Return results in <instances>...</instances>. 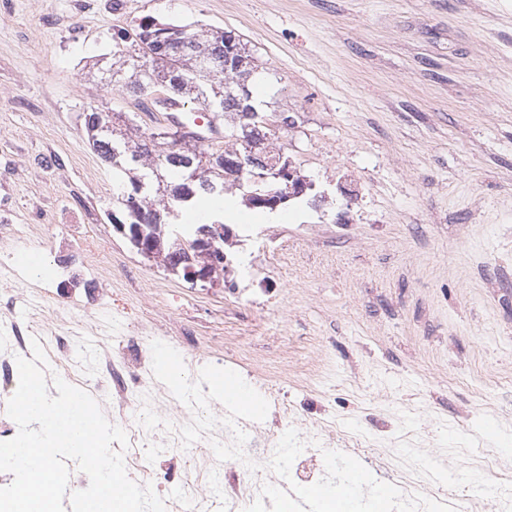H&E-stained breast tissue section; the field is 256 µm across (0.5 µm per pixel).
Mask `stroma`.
<instances>
[{
    "instance_id": "obj_1",
    "label": "stroma",
    "mask_w": 512,
    "mask_h": 512,
    "mask_svg": "<svg viewBox=\"0 0 512 512\" xmlns=\"http://www.w3.org/2000/svg\"><path fill=\"white\" fill-rule=\"evenodd\" d=\"M0 0V235L21 224L68 269L50 304L83 301L71 367L95 382L84 347L116 349L137 324L185 360L245 350L260 364L295 344L319 387L283 382L292 403L328 398L324 419L364 432L369 408L420 434L437 461L474 470L481 448H512V0ZM233 32L248 82L322 201L299 223L237 206L219 288L151 264L112 223L118 180L88 143L84 115L126 112L125 87L91 73L112 34L144 17ZM374 211L334 220L331 172ZM286 244L280 279L240 280V255ZM95 259L104 279L89 286Z\"/></svg>"
}]
</instances>
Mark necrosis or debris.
I'll return each instance as SVG.
<instances>
[{
  "instance_id": "4bbe7bcc",
  "label": "necrosis or debris",
  "mask_w": 512,
  "mask_h": 512,
  "mask_svg": "<svg viewBox=\"0 0 512 512\" xmlns=\"http://www.w3.org/2000/svg\"><path fill=\"white\" fill-rule=\"evenodd\" d=\"M80 300L66 308H46L20 313L15 296L0 299V440L14 437L18 426L7 414L19 374L17 358L30 357L28 340L47 335V354L54 375H71L67 356L72 329L57 321L61 311L80 312ZM151 349L146 338L132 332L121 360L109 354L98 357L112 382L108 398L99 405L113 424L125 427L128 446L123 452L129 477L138 484L157 483L158 455L182 459L179 490L172 495V512H236L243 500L270 504L274 489H282L292 507L303 506L302 491L311 486L342 487L347 480L348 458L361 460L371 474L358 497L365 502L382 499L385 512H455L453 495L437 493L426 473L416 464H402V451L420 448L416 435L391 433L376 439L358 436L341 426L324 425L317 432L301 430L300 417L283 409L279 432L259 426L249 417L219 418L214 428L194 425V416L207 413L206 396L176 402L163 389L143 392L141 371Z\"/></svg>"
}]
</instances>
